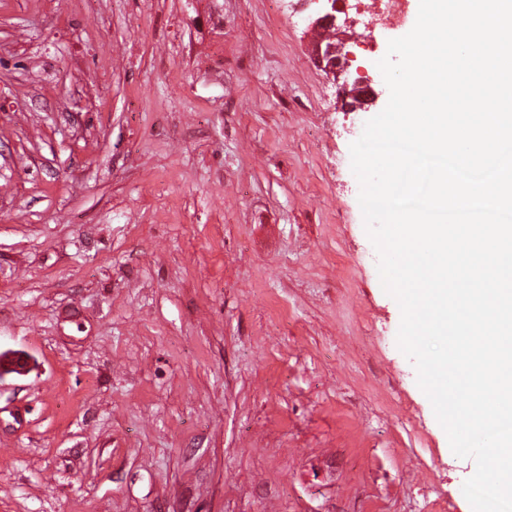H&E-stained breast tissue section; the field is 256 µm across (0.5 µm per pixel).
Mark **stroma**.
Instances as JSON below:
<instances>
[{
  "instance_id": "35a3bbf8",
  "label": "stroma",
  "mask_w": 512,
  "mask_h": 512,
  "mask_svg": "<svg viewBox=\"0 0 512 512\" xmlns=\"http://www.w3.org/2000/svg\"><path fill=\"white\" fill-rule=\"evenodd\" d=\"M295 0H0V512H472Z\"/></svg>"
}]
</instances>
